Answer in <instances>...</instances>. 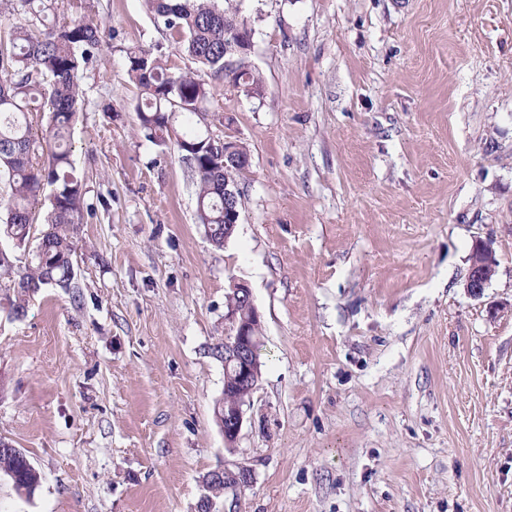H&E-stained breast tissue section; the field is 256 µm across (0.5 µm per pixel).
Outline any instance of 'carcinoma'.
Returning <instances> with one entry per match:
<instances>
[{
    "instance_id": "cac0c4a2",
    "label": "carcinoma",
    "mask_w": 512,
    "mask_h": 512,
    "mask_svg": "<svg viewBox=\"0 0 512 512\" xmlns=\"http://www.w3.org/2000/svg\"><path fill=\"white\" fill-rule=\"evenodd\" d=\"M155 22L198 68L176 71L147 50L126 51L127 73L138 89L135 111L144 137L167 145L176 122L186 126L176 139L178 152L196 184V220L210 244L224 248V168L214 162L223 137L192 126L207 112L213 85L224 81L248 95H258L262 81L248 65L252 29L237 0H144ZM70 18L58 16V0H0V11L21 16L0 31V235L17 245L28 242L36 208L49 201L45 229L34 262L18 271L0 263V277L19 296L48 285L69 288L75 277L78 224L94 210L85 179L75 170L71 134L84 112L83 73L97 61L102 26L86 15L88 4ZM236 47L239 72L224 71V50ZM48 114L45 133L37 135L33 113ZM0 472L18 493L31 496L41 476L18 448L0 450Z\"/></svg>"
}]
</instances>
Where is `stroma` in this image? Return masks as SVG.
Masks as SVG:
<instances>
[{
	"label": "stroma",
	"instance_id": "stroma-1",
	"mask_svg": "<svg viewBox=\"0 0 512 512\" xmlns=\"http://www.w3.org/2000/svg\"><path fill=\"white\" fill-rule=\"evenodd\" d=\"M100 60L72 159L88 200L73 287L0 279V512H512V0H242L263 90L216 81L245 146L223 249L176 145L138 135L125 51L193 62L142 0H90ZM498 260L466 288L475 241ZM264 366L238 446L214 408L233 282ZM23 303V315L13 311ZM31 465L27 456L18 448L0 450V472L11 478L19 494L24 493L28 497L34 493L41 480L39 472ZM12 474L16 475L17 479L11 476ZM211 474H215V476L219 475L221 477H224V481L229 480V482L232 484L233 489H245L246 487H250L253 483V475L252 471L244 466H237L236 469H230V468H219L217 470L211 471L210 474L205 479L206 481L211 477ZM230 488L228 485H224V482H213L208 485V491L209 495L204 496L202 499L206 497V504L201 505L199 504V509L202 510L205 506L206 508H209L211 506V500L213 498L219 497L224 492L231 490L232 492L236 493L235 490Z\"/></svg>",
	"mask_w": 512,
	"mask_h": 512
}]
</instances>
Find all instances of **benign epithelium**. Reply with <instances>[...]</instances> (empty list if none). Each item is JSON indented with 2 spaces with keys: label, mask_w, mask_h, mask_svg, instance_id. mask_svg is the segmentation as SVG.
<instances>
[{
  "label": "benign epithelium",
  "mask_w": 512,
  "mask_h": 512,
  "mask_svg": "<svg viewBox=\"0 0 512 512\" xmlns=\"http://www.w3.org/2000/svg\"><path fill=\"white\" fill-rule=\"evenodd\" d=\"M244 163V159L235 153L230 140H224V173L231 172L234 168ZM238 186L228 180L224 181V212L228 213L233 223L224 225V239H229L233 234L235 225L238 224L240 212L237 207ZM496 259L493 248L486 241H479L473 248L471 264L467 280V290L474 296L483 293L488 282L496 271ZM233 295L239 297L240 303H244L248 313H241L239 303H233L227 307L224 320L229 324L233 336L231 341L224 346V369L231 371L236 377L239 387L250 395L258 385V345L259 339L254 334V327L261 323V314L254 304L251 288L244 282H236L232 287ZM247 400L241 399L237 404L224 409V414L217 417L218 424L224 434L226 448H236L243 428ZM232 484V488L244 489L253 483L252 471L244 466L234 469L219 468L213 471Z\"/></svg>",
  "instance_id": "obj_1"
}]
</instances>
